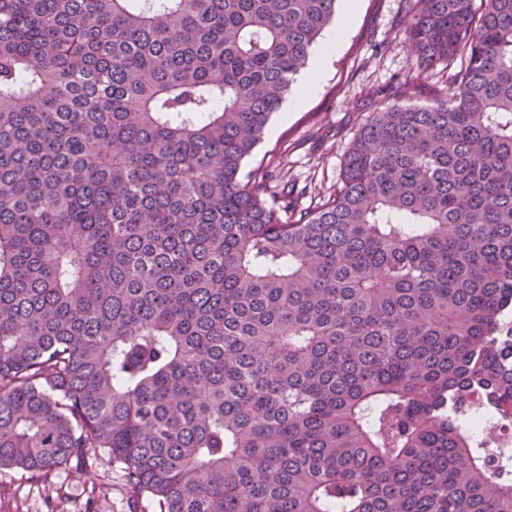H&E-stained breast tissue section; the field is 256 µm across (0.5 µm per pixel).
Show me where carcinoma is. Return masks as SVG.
I'll return each mask as SVG.
<instances>
[{
	"label": "carcinoma",
	"mask_w": 512,
	"mask_h": 512,
	"mask_svg": "<svg viewBox=\"0 0 512 512\" xmlns=\"http://www.w3.org/2000/svg\"><path fill=\"white\" fill-rule=\"evenodd\" d=\"M337 0H0V468L157 512H512V0H418L425 105L289 222L242 162ZM459 64H454L450 69L445 68V65H438L427 74L423 75V79L414 90H405L403 98L411 96L419 103H425L436 92L448 88V78L457 71H459ZM468 430L484 448L512 447V421L497 420L490 413L483 412L468 426Z\"/></svg>",
	"instance_id": "cac0c4a2"
}]
</instances>
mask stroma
I'll return each mask as SVG.
<instances>
[{"label": "stroma", "instance_id": "obj_1", "mask_svg": "<svg viewBox=\"0 0 512 512\" xmlns=\"http://www.w3.org/2000/svg\"><path fill=\"white\" fill-rule=\"evenodd\" d=\"M412 6V0H338L334 25L341 42L319 89L305 93L303 80H296L290 95L302 105L272 116L242 177L271 168L278 182L292 186L299 210L317 209L335 195L352 140L371 113L391 104L390 86L415 62L402 32ZM0 512H156V506L99 451L44 478L0 469Z\"/></svg>", "mask_w": 512, "mask_h": 512}]
</instances>
